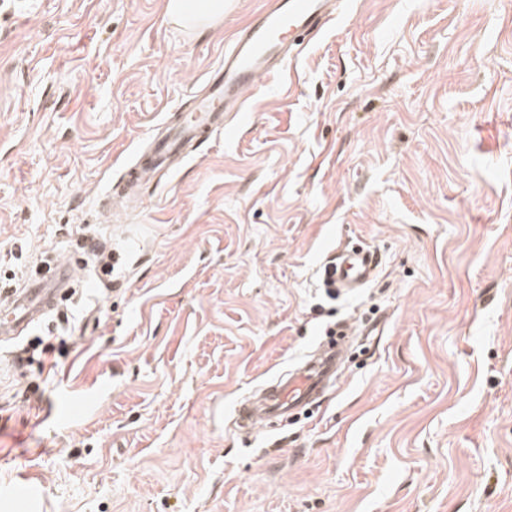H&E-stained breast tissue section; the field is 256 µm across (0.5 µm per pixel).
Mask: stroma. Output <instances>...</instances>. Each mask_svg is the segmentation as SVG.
Listing matches in <instances>:
<instances>
[{
  "mask_svg": "<svg viewBox=\"0 0 512 512\" xmlns=\"http://www.w3.org/2000/svg\"><path fill=\"white\" fill-rule=\"evenodd\" d=\"M264 0L189 33L165 0H0V278L76 258L70 329L0 342V512H512V0H352L223 133L132 198ZM377 277L329 298L336 249ZM351 324L334 387L286 424L235 409ZM50 353L15 357L29 340ZM101 383L84 419L66 396ZM79 231L80 234L76 239L77 246L83 250L87 259L92 262L102 276L112 275V263L116 261L112 250L107 251L98 237L87 235L82 228ZM41 486L36 482H27L16 488L10 489V495L16 501L17 506L23 512H34L42 498Z\"/></svg>",
  "mask_w": 512,
  "mask_h": 512,
  "instance_id": "obj_1",
  "label": "stroma"
}]
</instances>
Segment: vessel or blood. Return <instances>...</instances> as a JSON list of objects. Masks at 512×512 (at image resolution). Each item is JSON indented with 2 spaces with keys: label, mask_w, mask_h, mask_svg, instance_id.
Masks as SVG:
<instances>
[{
  "label": "vessel or blood",
  "mask_w": 512,
  "mask_h": 512,
  "mask_svg": "<svg viewBox=\"0 0 512 512\" xmlns=\"http://www.w3.org/2000/svg\"><path fill=\"white\" fill-rule=\"evenodd\" d=\"M345 7V0H265L263 8L235 32L223 65L208 78L206 95L193 101L177 126L150 138L148 149L139 152L136 163L125 166L113 183V197H122L125 186L146 183L153 174L176 168L201 132L223 131L227 108L241 104L244 92L260 79L277 77L297 40L316 36ZM332 261L335 285L347 292L367 285L378 270L376 254L364 248L337 251ZM49 282L39 281L19 290L0 289L1 341L23 335L45 311L56 306L62 291L50 287ZM339 361V352L322 350L304 368L278 378L263 388L256 400L238 406L241 426L250 428L260 421L285 418L312 404L335 379ZM10 494L20 512H35L42 489L30 481L11 489Z\"/></svg>",
  "instance_id": "vessel-or-blood-1"
}]
</instances>
